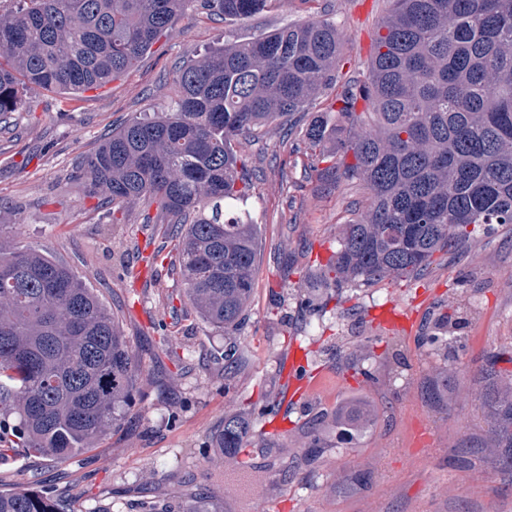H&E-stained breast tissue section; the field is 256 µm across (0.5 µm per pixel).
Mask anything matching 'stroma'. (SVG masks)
<instances>
[{"label":"stroma","mask_w":512,"mask_h":512,"mask_svg":"<svg viewBox=\"0 0 512 512\" xmlns=\"http://www.w3.org/2000/svg\"><path fill=\"white\" fill-rule=\"evenodd\" d=\"M323 10L342 24L344 73L362 74L383 0H280L238 23L191 0L120 78L76 95L32 88L0 123V240L69 265L138 362L132 406L94 448L63 463L1 453L0 490L47 489L72 512H512V455L491 447L484 379L492 356H512L511 228L477 235L462 257L435 254L423 279L347 284L333 301L322 267L368 191L313 170L315 152L337 154L338 138L317 150L306 119L290 131L267 124L237 142L260 251L252 299L227 333L200 318L168 267L132 277L144 256L172 248L156 209L139 203L115 219L85 191L82 159L133 118L166 109L184 62ZM391 302L414 306L412 325L380 321ZM461 304L472 313L456 338L428 343L434 320ZM294 362L327 376L289 401ZM354 401L374 420L341 432L336 412ZM228 416L250 427L235 460L221 446Z\"/></svg>","instance_id":"1"}]
</instances>
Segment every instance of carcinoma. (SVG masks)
Instances as JSON below:
<instances>
[{
    "label": "carcinoma",
    "instance_id": "carcinoma-1",
    "mask_svg": "<svg viewBox=\"0 0 512 512\" xmlns=\"http://www.w3.org/2000/svg\"><path fill=\"white\" fill-rule=\"evenodd\" d=\"M0 10V116L20 87H101L130 68L190 0H11ZM275 0H206L244 22ZM362 79H340L338 22L312 18L225 41L179 69L162 112L112 132L83 160L89 195L156 205L171 225L186 296L210 325L241 320L255 284L256 225L241 208L251 184L238 136L302 112L323 90L341 140L328 166L361 181L368 207L350 219L323 286L420 277L489 224H512V0H387ZM330 125L314 117L306 138ZM136 370L114 320L71 267L0 241V441L65 461L93 447L128 400ZM498 447L512 448V392L495 396ZM249 426L224 418V456ZM0 512H68L49 492H0Z\"/></svg>",
    "mask_w": 512,
    "mask_h": 512
}]
</instances>
